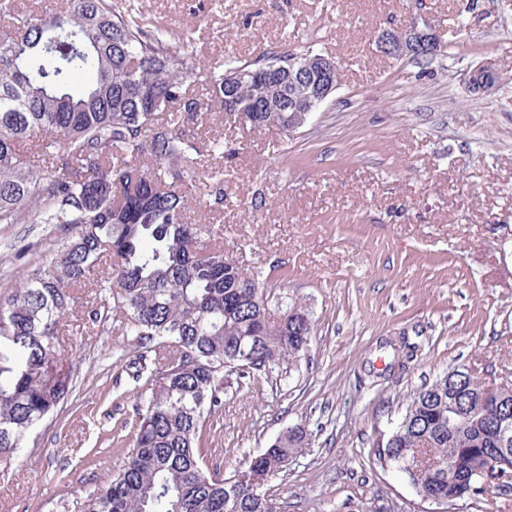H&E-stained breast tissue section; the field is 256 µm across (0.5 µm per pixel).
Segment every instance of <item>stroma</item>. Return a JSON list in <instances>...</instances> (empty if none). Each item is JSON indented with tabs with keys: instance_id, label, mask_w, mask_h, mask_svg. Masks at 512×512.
Returning a JSON list of instances; mask_svg holds the SVG:
<instances>
[{
	"instance_id": "obj_1",
	"label": "stroma",
	"mask_w": 512,
	"mask_h": 512,
	"mask_svg": "<svg viewBox=\"0 0 512 512\" xmlns=\"http://www.w3.org/2000/svg\"><path fill=\"white\" fill-rule=\"evenodd\" d=\"M156 24L195 32L197 93L227 54L313 50L342 67L337 90L293 136L275 127L188 126L192 140L239 143L224 207L189 222L224 227V250L301 303L314 325L288 380L224 381L201 452L246 469L288 428L309 444L272 477L281 512H512V477L477 497L425 500L378 447L422 384L457 368L512 386V0H135ZM430 23L446 54L426 64L379 52L392 23ZM499 80L473 93L476 67ZM42 224H0V296L27 274L20 241ZM99 336L61 347L71 398L16 454H0V512H77L130 451L144 399L136 352L99 303Z\"/></svg>"
}]
</instances>
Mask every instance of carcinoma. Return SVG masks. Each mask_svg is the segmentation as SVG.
Instances as JSON below:
<instances>
[{
  "mask_svg": "<svg viewBox=\"0 0 512 512\" xmlns=\"http://www.w3.org/2000/svg\"><path fill=\"white\" fill-rule=\"evenodd\" d=\"M0 224H48L64 235L0 300V452L71 397L57 342L77 288H97L123 315L138 355L132 379L149 391L132 449L79 512H273L265 485L307 445L291 427L229 477L201 455L206 419L224 405L226 376L284 380L308 351L313 323L294 303L271 314L268 283L224 253V225L191 224L200 182L190 121L219 111L232 125L276 126L308 93L288 61L310 53L233 54L190 92L194 32L144 23L129 0H56L50 9L0 0ZM77 74L88 76L81 85ZM205 206H224V157ZM482 386L462 370L420 389L379 456L415 489L475 496L508 472L512 395L500 422L483 418Z\"/></svg>",
  "mask_w": 512,
  "mask_h": 512,
  "instance_id": "obj_1",
  "label": "carcinoma"
}]
</instances>
